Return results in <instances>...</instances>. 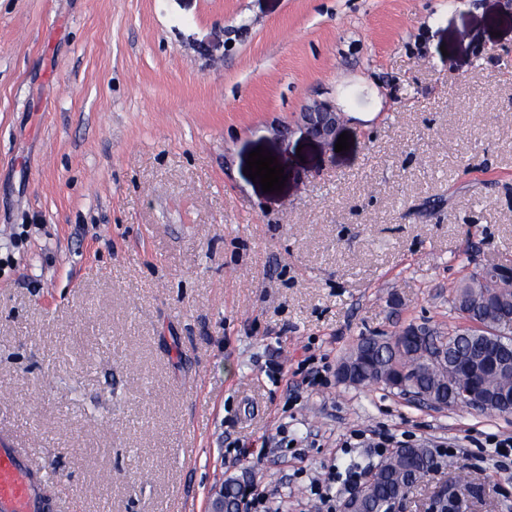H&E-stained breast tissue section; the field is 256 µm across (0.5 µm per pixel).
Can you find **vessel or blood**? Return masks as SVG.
Returning <instances> with one entry per match:
<instances>
[{"label":"vessel or blood","mask_w":512,"mask_h":512,"mask_svg":"<svg viewBox=\"0 0 512 512\" xmlns=\"http://www.w3.org/2000/svg\"><path fill=\"white\" fill-rule=\"evenodd\" d=\"M40 482L21 449L0 443V512H41Z\"/></svg>","instance_id":"vessel-or-blood-1"}]
</instances>
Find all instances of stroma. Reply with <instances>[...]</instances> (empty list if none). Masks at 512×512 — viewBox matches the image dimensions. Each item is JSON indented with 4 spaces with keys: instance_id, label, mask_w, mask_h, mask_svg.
Segmentation results:
<instances>
[{
    "instance_id": "1",
    "label": "stroma",
    "mask_w": 512,
    "mask_h": 512,
    "mask_svg": "<svg viewBox=\"0 0 512 512\" xmlns=\"http://www.w3.org/2000/svg\"><path fill=\"white\" fill-rule=\"evenodd\" d=\"M341 115L350 148L309 136ZM283 167L266 192L256 148ZM512 266V0H0V441L45 512H209L249 475L321 512L297 466L368 465L343 434L458 444L399 512L475 466L512 414L336 371L358 339L464 325L454 288ZM327 355L261 453L306 353ZM299 119L311 136L324 141L336 139L339 117L329 103L313 101L305 104Z\"/></svg>"
}]
</instances>
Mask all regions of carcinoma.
Here are the masks:
<instances>
[{
    "mask_svg": "<svg viewBox=\"0 0 512 512\" xmlns=\"http://www.w3.org/2000/svg\"><path fill=\"white\" fill-rule=\"evenodd\" d=\"M455 308L476 327L455 328L448 335L418 341L395 336L362 337L353 347L359 361V383L379 384L402 394H424L434 401L458 404L473 392L496 405L486 411L512 412V283L493 266L472 274L455 291ZM383 473L371 477L363 512H385L396 492H407L438 468L431 449L396 450L382 461Z\"/></svg>",
    "mask_w": 512,
    "mask_h": 512,
    "instance_id": "1",
    "label": "carcinoma"
}]
</instances>
